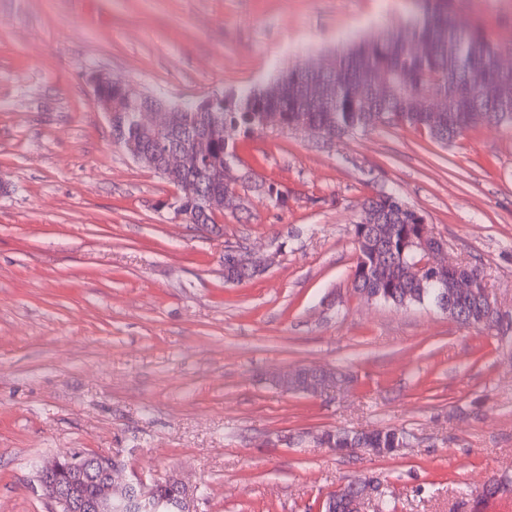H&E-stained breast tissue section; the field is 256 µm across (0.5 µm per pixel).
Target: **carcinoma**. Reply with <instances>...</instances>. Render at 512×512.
<instances>
[{"label": "carcinoma", "mask_w": 512, "mask_h": 512, "mask_svg": "<svg viewBox=\"0 0 512 512\" xmlns=\"http://www.w3.org/2000/svg\"><path fill=\"white\" fill-rule=\"evenodd\" d=\"M416 6V12L404 22L385 25L335 52L334 68L315 71L303 66L328 99L315 110L303 89L286 88L282 98L284 129L314 122L324 127L327 135L341 138L381 126L409 127L446 145L482 124L512 125V111L499 112L488 102L492 95L512 105V75L503 76L491 64L499 43L480 26H461L456 0H416ZM476 70L484 73L490 93L471 85ZM380 74L395 90L441 96L443 110L410 112L397 94L379 98L374 84ZM105 95L117 112V121L112 123L115 142L152 167L155 144L136 125L140 104L124 101L113 88ZM264 106L254 88L218 101L213 112H196L191 105H182L183 117L173 130L162 133L163 142L180 148L200 131L208 133L210 141L202 166L171 170L164 176L179 189L183 206L196 209L207 197L218 194L224 200V210H245L244 198L234 186L224 183V160L238 156L236 134L246 137L260 130L259 115ZM362 206L377 211L383 223L354 225L358 255L350 274L353 290L368 288L379 294L380 301L397 307L426 302L435 306L440 293H451L448 274L437 277L422 266L424 254L415 248L418 210L395 197L392 190L366 197ZM488 298L485 289L479 288L471 297L455 299L460 307L455 321L494 327L497 318L491 315ZM321 435L322 443L329 448H368L383 457L397 454L408 441L406 432L394 428L324 430Z\"/></svg>", "instance_id": "1"}]
</instances>
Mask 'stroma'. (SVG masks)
I'll return each mask as SVG.
<instances>
[{
	"instance_id": "stroma-1",
	"label": "stroma",
	"mask_w": 512,
	"mask_h": 512,
	"mask_svg": "<svg viewBox=\"0 0 512 512\" xmlns=\"http://www.w3.org/2000/svg\"><path fill=\"white\" fill-rule=\"evenodd\" d=\"M414 0H0V512H55L36 467L79 449L173 476L197 512H320L379 477L396 512H512V125L443 145L410 128L329 140L268 127L241 167L287 189L207 230L114 142L87 78L180 103L267 84ZM461 25L512 43V0H458ZM398 191L479 266L499 322L359 297L364 197ZM272 255L224 280V249ZM345 383L283 392L271 375ZM405 429L394 457L339 453L326 429Z\"/></svg>"
}]
</instances>
